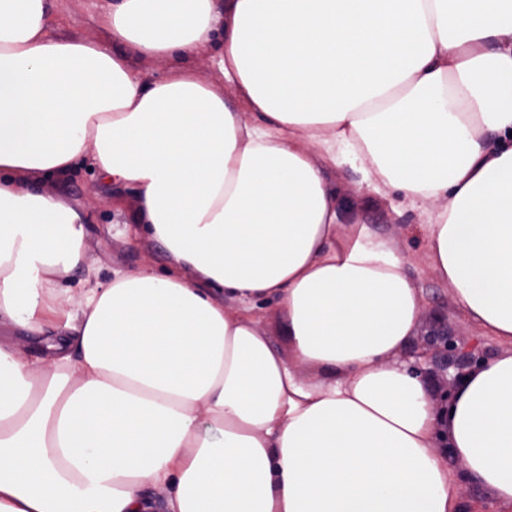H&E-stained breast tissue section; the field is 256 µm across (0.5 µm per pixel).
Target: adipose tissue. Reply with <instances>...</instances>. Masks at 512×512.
I'll list each match as a JSON object with an SVG mask.
<instances>
[{
	"instance_id": "adipose-tissue-1",
	"label": "adipose tissue",
	"mask_w": 512,
	"mask_h": 512,
	"mask_svg": "<svg viewBox=\"0 0 512 512\" xmlns=\"http://www.w3.org/2000/svg\"><path fill=\"white\" fill-rule=\"evenodd\" d=\"M0 0V512H512V0H113L112 47ZM217 50L219 86L131 62ZM430 207L427 261L502 345L447 405L399 355L423 303L327 167ZM133 190L172 267L73 294ZM276 303L289 346L255 311ZM44 188L59 191L83 204L89 215L85 250L88 263H95L99 280L114 272H127L150 265L164 272L170 259L162 246L145 238L132 240L127 232V214L135 208L134 197L98 182L93 171L83 169L62 184L47 183ZM119 198V199H118Z\"/></svg>"
}]
</instances>
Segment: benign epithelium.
Instances as JSON below:
<instances>
[{"label":"benign epithelium","instance_id":"7a95c632","mask_svg":"<svg viewBox=\"0 0 512 512\" xmlns=\"http://www.w3.org/2000/svg\"><path fill=\"white\" fill-rule=\"evenodd\" d=\"M428 348L415 352L413 368L423 377L440 372L446 376V387L452 389L465 376L467 370L481 359L460 350L454 337L443 326L436 327L427 338Z\"/></svg>","mask_w":512,"mask_h":512}]
</instances>
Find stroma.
I'll list each match as a JSON object with an SVG mask.
<instances>
[{
	"mask_svg": "<svg viewBox=\"0 0 512 512\" xmlns=\"http://www.w3.org/2000/svg\"><path fill=\"white\" fill-rule=\"evenodd\" d=\"M104 0H55L54 34L76 37L109 45L107 34L97 23ZM356 211L364 221L385 237L398 241L412 260L410 275L424 301V315L415 345H423L435 326L447 327L458 344L477 347L485 359L500 353V346L472 325L451 296L449 285L430 268L426 260V240L422 225L424 216L417 211L396 213L390 202L373 192L361 191L364 174L360 167L344 166L330 170ZM47 190H59L64 196L83 204L90 218L85 238L89 262L95 263L100 280H108L115 272H127L149 265L166 271L170 259L162 246L141 238L132 239L127 232V215L135 207L132 195L98 182L93 171L84 169L62 184L47 183Z\"/></svg>",
	"mask_w": 512,
	"mask_h": 512,
	"instance_id": "1",
	"label": "stroma"
}]
</instances>
